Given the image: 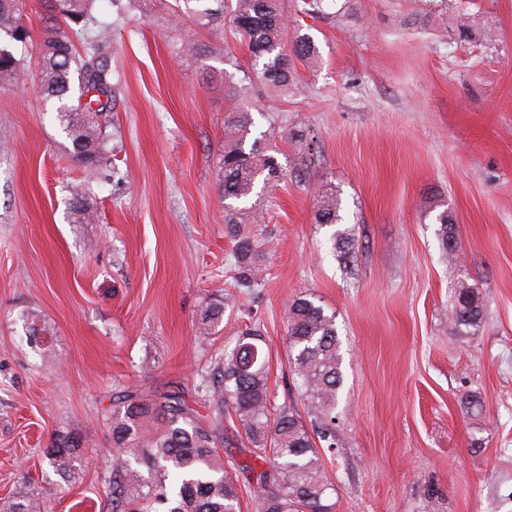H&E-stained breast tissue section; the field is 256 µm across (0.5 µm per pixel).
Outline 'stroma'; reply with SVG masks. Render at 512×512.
Returning <instances> with one entry per match:
<instances>
[{"mask_svg": "<svg viewBox=\"0 0 512 512\" xmlns=\"http://www.w3.org/2000/svg\"><path fill=\"white\" fill-rule=\"evenodd\" d=\"M170 2L146 0L113 26L120 177L97 188V223L71 221L85 172L41 95L37 46L0 90V500L110 512L113 394L197 392L254 320L274 403L297 401L286 312L311 293L342 342L336 445L323 454L335 512H512V0H456L490 42L411 24L417 0H353L347 14L329 0L321 15L282 0L289 38L310 36L318 54L297 63L298 92L255 85L240 105L256 131L306 129L320 156L300 179L301 145L268 144L285 177L252 208L266 269L256 295L234 286L219 189L224 56L244 64L247 50L232 29L176 23ZM188 36L209 55L181 56ZM327 192L357 228L350 267L313 222ZM444 210L452 266L435 235ZM461 278L485 305L469 334L448 320ZM214 294L228 299L224 329L200 342L195 318ZM69 432L81 448L63 479L44 451Z\"/></svg>", "mask_w": 512, "mask_h": 512, "instance_id": "stroma-1", "label": "stroma"}]
</instances>
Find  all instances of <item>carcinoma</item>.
<instances>
[{
  "label": "carcinoma",
  "instance_id": "obj_1",
  "mask_svg": "<svg viewBox=\"0 0 512 512\" xmlns=\"http://www.w3.org/2000/svg\"><path fill=\"white\" fill-rule=\"evenodd\" d=\"M176 0L174 16L192 18L198 27L223 25L247 44L251 70L238 83L224 87L234 102L259 79L273 96L295 87V61L314 58L310 37H297L285 48L288 20L280 0ZM49 24L39 45L41 94L57 101L58 120L72 146V157L91 178L112 168V123L102 119L112 96V22L102 19L97 0H53ZM25 0H0V40L26 46ZM462 41L474 35L469 16L455 17ZM24 58L0 45V88L14 84ZM254 126L252 114L237 107L224 119V155L220 180L224 201L225 232L233 243L236 287L253 293L263 287V243L246 229L249 212L239 203L257 193H272L284 174L267 150L274 128L254 138L245 148ZM336 196L317 200L314 223L333 228L330 241L338 257L349 263L356 254V229L342 224ZM71 214L77 224L95 221L97 209L84 193L74 196ZM442 253L456 259L454 223L447 211L435 217ZM224 298L201 307L196 333L204 339L216 335L224 322ZM484 307L475 288L460 280L449 321L458 333L479 328ZM289 365L295 376L304 410L275 405L269 388V352L255 324L241 330L235 346L220 356L213 368L205 398L206 414L195 409L182 388L164 391L125 388L112 405V445L118 451L106 479L112 512H236L238 474L253 489L255 512H334V485L329 481L319 448L336 447L334 412L343 385L342 356L335 314L313 297L292 300L287 310ZM244 432L251 462L229 470L221 447L229 443L224 419ZM80 451L74 433L57 436L47 449L52 469L66 476ZM263 462L264 467L256 466ZM3 512H45L43 504L26 497Z\"/></svg>",
  "mask_w": 512,
  "mask_h": 512
}]
</instances>
